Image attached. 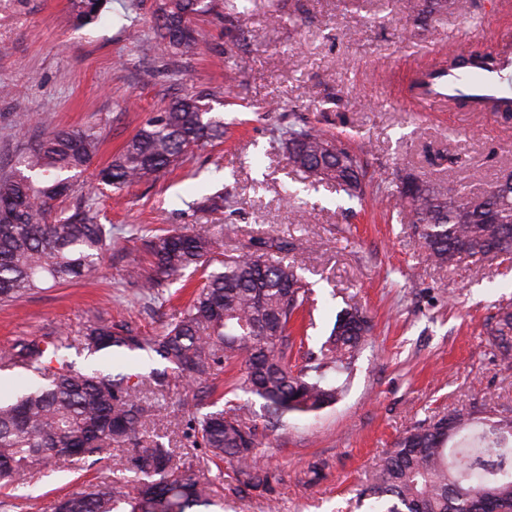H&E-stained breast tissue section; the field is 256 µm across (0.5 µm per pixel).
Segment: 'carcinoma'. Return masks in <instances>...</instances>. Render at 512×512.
<instances>
[{
    "label": "carcinoma",
    "mask_w": 512,
    "mask_h": 512,
    "mask_svg": "<svg viewBox=\"0 0 512 512\" xmlns=\"http://www.w3.org/2000/svg\"><path fill=\"white\" fill-rule=\"evenodd\" d=\"M215 0H161L157 36L162 54L190 55L194 35L183 36L193 17ZM252 0H224V23L236 26ZM104 0H71L76 19L87 22ZM454 0H406L423 24ZM224 136V117L210 111L206 94L176 99L153 113L94 174L100 186L120 188L166 175L195 148ZM282 143L289 161L351 200H363L360 156L313 122H288ZM100 139L83 128H44L14 166L0 173V302L18 303L48 283L64 284L98 272L111 230L97 223L92 205L59 214L89 169ZM397 198L400 223L441 268L498 260L512 263V207L482 192L450 193L444 182L406 172L388 187ZM150 267L137 260L126 277L155 290L189 271H203L190 303L155 336L128 322L96 321L73 338L67 334L22 338L0 352V368L20 369L25 383L0 396V488L18 491L83 459L132 447L136 495L120 481L103 480L69 493L54 512H211L222 507L211 484L173 451L154 441L141 446L146 408L142 388L166 393L188 382L201 386V401L188 410V436L206 456L236 463L254 492L271 475L256 458L255 403L266 422L287 414L317 413L338 401L372 330V317L357 307L342 310L306 364H290V326L309 302L311 288L287 261L288 244L261 239V253H225L219 267L216 242L188 232L145 229ZM501 356H512V311L501 309L487 325ZM80 348L107 357L144 352L167 363L147 374L78 369L66 351ZM237 364L230 396L214 397L208 379L215 367ZM365 512H512V417L476 424L451 412L414 425L394 443L373 481L359 492Z\"/></svg>",
    "instance_id": "obj_1"
}]
</instances>
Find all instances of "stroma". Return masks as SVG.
I'll return each mask as SVG.
<instances>
[{
  "mask_svg": "<svg viewBox=\"0 0 512 512\" xmlns=\"http://www.w3.org/2000/svg\"><path fill=\"white\" fill-rule=\"evenodd\" d=\"M157 0H107L78 23L70 0H0V168L27 147L40 125L90 128L100 138L94 167L154 112L206 90L224 117V138L195 149L156 182L105 192L84 188L112 244L94 277L44 288L0 304V349L49 332L78 335L95 320L128 321L146 336L177 316L197 283L165 286L160 303L125 276L129 258L148 262L142 226L183 229L217 241L221 252L250 250L254 239L286 241L313 294L296 326L302 351L318 350L347 307L367 309L374 331L344 396L318 414L286 415L259 428L256 454L275 480L264 496L244 492L233 463L208 461L186 438L175 398L148 395L145 441L173 448L215 486L224 512H360L356 494L407 429L452 410L512 416V360L483 330L512 305V269L495 262L439 268L399 223L383 189L407 170L479 192L512 174V118L443 107L414 110L399 95L406 63L458 47L493 52L512 37V0H456L419 25L404 0H254L237 27L223 13L198 17L196 54L163 57L155 39ZM140 31L132 42L130 28ZM316 122L367 162L362 203L313 187L295 170L278 136L288 117ZM292 186L307 204L290 206ZM124 448L29 488L0 490V512H51L57 497L85 483L129 478ZM325 462L316 483L309 463Z\"/></svg>",
  "mask_w": 512,
  "mask_h": 512,
  "instance_id": "obj_1",
  "label": "stroma"
}]
</instances>
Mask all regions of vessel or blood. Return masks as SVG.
<instances>
[{
    "label": "vessel or blood",
    "mask_w": 512,
    "mask_h": 512,
    "mask_svg": "<svg viewBox=\"0 0 512 512\" xmlns=\"http://www.w3.org/2000/svg\"><path fill=\"white\" fill-rule=\"evenodd\" d=\"M415 97L426 104L465 103L472 112L512 110V46L503 45L493 62L473 56L464 68H433L417 73Z\"/></svg>",
    "instance_id": "1"
}]
</instances>
